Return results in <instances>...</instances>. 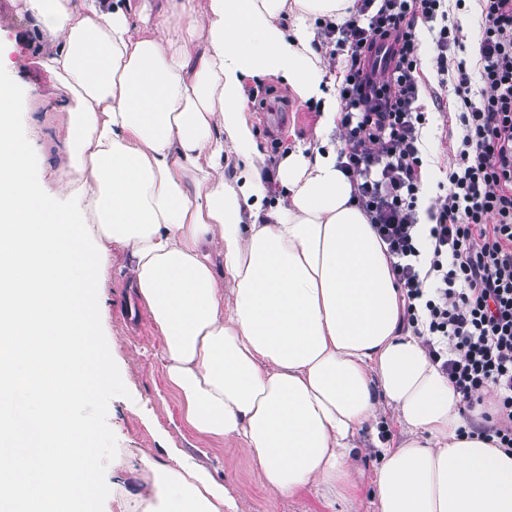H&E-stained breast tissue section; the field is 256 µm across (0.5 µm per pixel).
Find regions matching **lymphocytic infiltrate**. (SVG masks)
<instances>
[{
    "mask_svg": "<svg viewBox=\"0 0 512 512\" xmlns=\"http://www.w3.org/2000/svg\"><path fill=\"white\" fill-rule=\"evenodd\" d=\"M475 64L446 0H354L323 43L344 55L341 170L392 257L414 332L461 396L472 433L512 451V0H477ZM438 23L432 55L452 85L457 147L447 188L418 222L427 120L418 106L419 25Z\"/></svg>",
    "mask_w": 512,
    "mask_h": 512,
    "instance_id": "lymphocytic-infiltrate-1",
    "label": "lymphocytic infiltrate"
}]
</instances>
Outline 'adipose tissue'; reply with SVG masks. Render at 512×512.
<instances>
[{
    "instance_id": "obj_1",
    "label": "adipose tissue",
    "mask_w": 512,
    "mask_h": 512,
    "mask_svg": "<svg viewBox=\"0 0 512 512\" xmlns=\"http://www.w3.org/2000/svg\"><path fill=\"white\" fill-rule=\"evenodd\" d=\"M351 4L161 0L137 25L143 0H22L58 94L47 108L67 120L50 183L0 83V512H89L97 495V433L73 408L109 374L86 301L115 248L188 424L241 446L271 493L347 498L356 433L384 402L405 439L378 450V512H512V454L461 433V396L403 329L389 259L338 167L312 22ZM269 74L319 102L322 140L280 162L287 202L267 207L242 103L245 79ZM176 459L142 453L151 493L129 512H239Z\"/></svg>"
}]
</instances>
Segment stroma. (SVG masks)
<instances>
[{"mask_svg":"<svg viewBox=\"0 0 512 512\" xmlns=\"http://www.w3.org/2000/svg\"><path fill=\"white\" fill-rule=\"evenodd\" d=\"M420 66L416 74L420 86L418 103L427 114L419 148L426 160L424 179L437 186L444 178L449 136L446 108L437 98L452 100V87H439L430 51L431 36L420 28ZM39 34L19 0H0V51L7 54L8 67L0 79L13 82L19 110V126H26L29 111L39 97L53 95L49 77L41 70L36 55ZM244 108L258 147L264 156L267 204L285 199L276 180L279 162L297 146H317L319 105L299 98L282 81L272 78L246 79ZM278 101L288 113V122L268 134L257 117L266 102ZM125 259L113 251L103 260L106 271L105 301L96 305L99 341L118 384H102L96 397L78 403L76 413L98 433L97 464L99 492L93 512H124L126 500L145 494L148 476L139 461L142 449H150L157 460H165L167 450L178 448L203 463L236 498L241 512H376L373 479L379 465L376 445L398 446L405 438L394 409L383 406L372 429L358 436L360 458L353 474V498L326 501L315 490L288 498L270 495L249 458L234 442L201 437L187 425L179 395L168 385L164 372L163 338L148 310L128 288Z\"/></svg>","mask_w":512,"mask_h":512,"instance_id":"35a3bbf8","label":"stroma"}]
</instances>
